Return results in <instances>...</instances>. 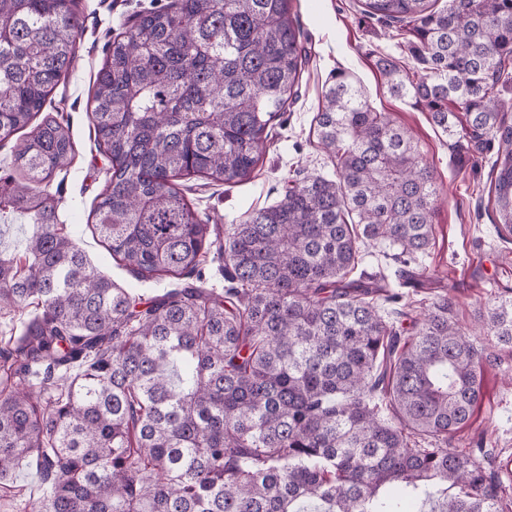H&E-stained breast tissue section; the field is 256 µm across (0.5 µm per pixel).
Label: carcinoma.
I'll return each instance as SVG.
<instances>
[{
  "label": "carcinoma",
  "instance_id": "cac0c4a2",
  "mask_svg": "<svg viewBox=\"0 0 512 512\" xmlns=\"http://www.w3.org/2000/svg\"><path fill=\"white\" fill-rule=\"evenodd\" d=\"M401 25L408 72L381 57L390 93L496 159L494 205L512 235V0H366ZM73 0H0V140L20 131L0 177V214L33 225L0 252V311L33 308L0 341V485L27 459L30 512H512L493 449L451 444L493 362L443 295L413 316L382 274H354L361 245L393 251L398 277L433 239L438 189L409 131L338 71L315 116L336 178L291 181L224 233L181 181L250 179L305 60L288 0H173L108 44L94 82L95 141L111 176L94 225L139 279L184 278L145 300L90 264L57 222L49 184L70 127L32 124L77 57ZM465 112L457 126L455 111ZM226 286H203L211 249ZM412 318L413 334L396 327ZM480 330L512 350V290Z\"/></svg>",
  "mask_w": 512,
  "mask_h": 512
}]
</instances>
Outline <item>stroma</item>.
<instances>
[{"mask_svg":"<svg viewBox=\"0 0 512 512\" xmlns=\"http://www.w3.org/2000/svg\"><path fill=\"white\" fill-rule=\"evenodd\" d=\"M172 0H76L84 22L77 61L56 88L46 113L67 120L75 142L73 163L58 174L50 190L60 201L58 222L106 277L143 298L175 288L169 277L141 281L117 263L93 227L92 209L109 177L92 129L90 98L108 43L139 14L167 7ZM290 13L306 50L298 93L270 129V140L251 179L231 185L185 182L183 189L200 215L219 225L240 223L252 210L280 200L287 181L298 174L333 177V167L317 143L314 117L329 77L345 71L359 82L375 110L407 128L431 167L440 193L433 218L435 245L424 258L428 280L405 286L412 300L431 301L449 292L463 327H472L491 293L512 289V237L499 235L495 212L487 206L490 159L472 164L466 141L449 138L425 110L391 96L376 61L390 56L409 64L402 36L365 13L364 0H291ZM501 365L486 367L482 401L473 422L454 438L456 448H473L486 435L502 457H512V382L505 372L512 355L500 351Z\"/></svg>","mask_w":512,"mask_h":512,"instance_id":"35a3bbf8","label":"stroma"}]
</instances>
